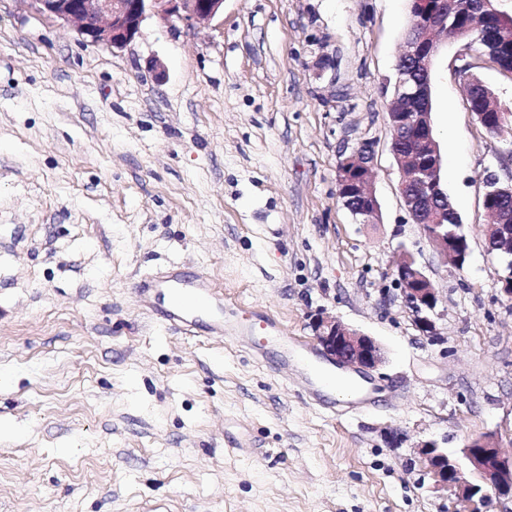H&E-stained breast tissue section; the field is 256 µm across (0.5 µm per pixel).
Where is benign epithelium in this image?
<instances>
[{
	"mask_svg": "<svg viewBox=\"0 0 512 512\" xmlns=\"http://www.w3.org/2000/svg\"><path fill=\"white\" fill-rule=\"evenodd\" d=\"M40 15L56 19L75 30L90 45L123 48L141 34L150 16L168 20L176 17L198 24H207L224 11V0H18ZM411 8L420 12L430 28L448 26L446 0H410ZM455 39L465 41L462 56H488L489 41L480 26L471 24L457 30ZM438 46H429L419 36L403 39L395 65L393 97L414 101L420 112H391L390 129L393 141L410 140L415 150L408 152L391 146L401 172L399 191L412 223L419 226L424 237L445 261L458 267L469 253L468 239L462 225L448 223V194L440 180L441 155L433 137L430 121V64ZM372 144L364 142L341 159L337 181L345 205L362 224L372 223L379 213V202L373 191L370 171L373 167ZM484 199L497 203L503 219L487 225L486 248L504 258L509 274L505 292L512 296V183L505 184L493 173L485 177ZM398 282L405 302L416 316V325L424 333H434L429 314L437 305L436 288L410 255L397 267ZM317 341L330 360L339 367L374 370L385 361L383 347L371 336L349 327L335 317L318 316L313 321ZM425 469L438 485L450 490L468 507L478 512L477 503L491 496L512 498V460L502 456L499 440L492 434L471 437L454 457L439 449L434 442L418 447ZM477 480H469L464 469Z\"/></svg>",
	"mask_w": 512,
	"mask_h": 512,
	"instance_id": "7a95c632",
	"label": "benign epithelium"
}]
</instances>
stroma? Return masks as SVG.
<instances>
[{
  "instance_id": "stroma-1",
  "label": "stroma",
  "mask_w": 512,
  "mask_h": 512,
  "mask_svg": "<svg viewBox=\"0 0 512 512\" xmlns=\"http://www.w3.org/2000/svg\"><path fill=\"white\" fill-rule=\"evenodd\" d=\"M409 19V0H224L208 24L153 17L112 49L0 0V512H457L415 445L493 433L512 456V297L484 236L512 120L481 127L461 43L441 41L431 126L469 240L456 268L411 222L390 150ZM365 141L374 224L338 196ZM407 253L438 292L432 336L402 299ZM174 264L285 335L314 342L325 313L376 338L366 404L312 400L276 346L171 328L164 295L134 284Z\"/></svg>"
}]
</instances>
